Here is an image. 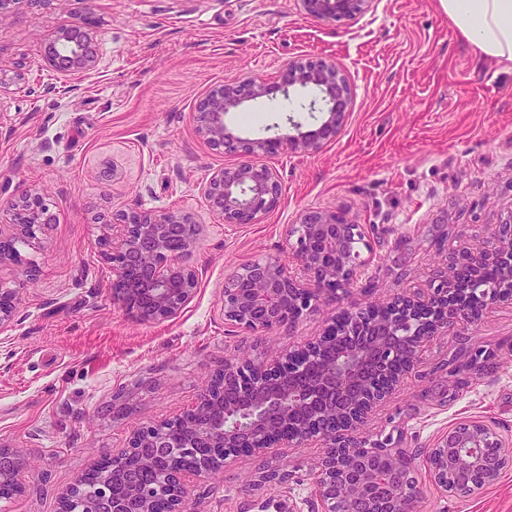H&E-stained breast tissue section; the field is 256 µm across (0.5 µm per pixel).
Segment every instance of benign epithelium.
<instances>
[{
  "instance_id": "7a95c632",
  "label": "benign epithelium",
  "mask_w": 512,
  "mask_h": 512,
  "mask_svg": "<svg viewBox=\"0 0 512 512\" xmlns=\"http://www.w3.org/2000/svg\"><path fill=\"white\" fill-rule=\"evenodd\" d=\"M305 14L337 19L361 13L372 0H299ZM90 18L61 28L50 52L65 75L96 67ZM311 87L320 100L315 128L288 117V131L248 139L228 114L244 104ZM352 89L335 63L290 61L269 83L262 77L223 83L200 99L199 136L246 160L212 174L202 187L210 209L226 224H258L282 196L278 171L264 159L313 154L336 140L348 115ZM0 225V264H28L20 247L42 245L55 222L39 189L24 187L7 201ZM187 234L179 233L182 227ZM101 241L112 264V301L145 324L180 315L197 293L198 270L188 261L201 226L181 211L137 208L112 213ZM292 263L258 259L224 280V324L251 335L293 332L307 314L346 294L369 265L363 227L319 210L304 212L290 230ZM512 304V217L496 226L487 246L467 245L448 256L426 288H409L383 302L351 303L325 317L321 333L266 360L224 359L196 401L181 414L135 428L128 444L77 475L60 493L59 512H189L193 481L239 457L261 459L272 448H322L314 496L320 512H417L415 458L399 449L369 445L362 427L371 412L410 374L425 346L448 331L471 325L497 304ZM18 310L17 291L0 288V329ZM422 465L443 494L469 498L512 467V440L479 420L457 423L423 450ZM26 460L0 448V485L24 491L18 475Z\"/></svg>"
}]
</instances>
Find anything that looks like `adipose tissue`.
Segmentation results:
<instances>
[{
  "label": "adipose tissue",
  "instance_id": "ef3b65f1",
  "mask_svg": "<svg viewBox=\"0 0 512 512\" xmlns=\"http://www.w3.org/2000/svg\"><path fill=\"white\" fill-rule=\"evenodd\" d=\"M456 30L481 56L512 63V0H438Z\"/></svg>",
  "mask_w": 512,
  "mask_h": 512
}]
</instances>
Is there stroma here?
<instances>
[{
    "label": "stroma",
    "mask_w": 512,
    "mask_h": 512,
    "mask_svg": "<svg viewBox=\"0 0 512 512\" xmlns=\"http://www.w3.org/2000/svg\"><path fill=\"white\" fill-rule=\"evenodd\" d=\"M90 14L94 71L65 76L46 52L57 29ZM328 58L354 90L341 133L313 155L283 154L279 206L259 224H227L201 192L240 162L196 132V105L216 85L275 81L288 61ZM274 94L228 122L241 136L315 124ZM41 190L57 217L26 250L32 276L0 265L18 313L0 330V448L25 457V490L0 512H58L59 494L126 445L134 426L180 414L211 371L238 352L266 359L317 336L314 312L292 334L255 337L225 325V277L258 258L288 261L293 224L309 208L363 225L372 258L365 294L423 288L449 245L488 241L512 213V63L478 56L437 0H372L336 21L297 0H21L0 18V224L19 185ZM180 210L201 224L190 257L193 300L175 319L144 324L112 303L99 240L113 211ZM470 352L442 337L369 417L372 444L416 453L463 420L512 435V305L465 327ZM493 352L473 360L474 350ZM129 394V403L116 401ZM318 445L247 457L198 481L192 512H317ZM286 474L268 481L264 470ZM419 512H512V470L476 497L444 496L419 476Z\"/></svg>",
    "instance_id": "stroma-1"
}]
</instances>
